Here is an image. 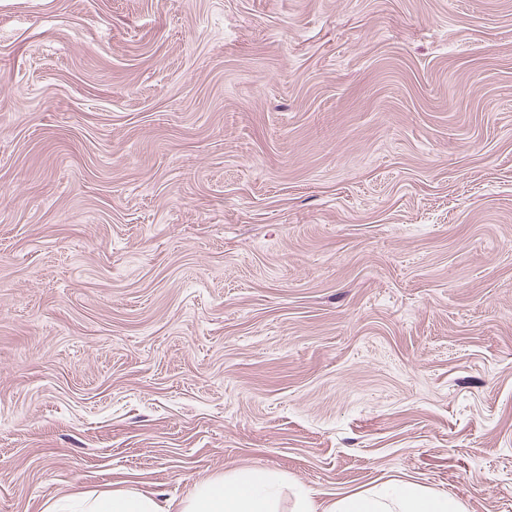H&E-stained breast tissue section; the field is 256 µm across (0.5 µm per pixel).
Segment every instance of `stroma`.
I'll return each instance as SVG.
<instances>
[{"mask_svg": "<svg viewBox=\"0 0 512 512\" xmlns=\"http://www.w3.org/2000/svg\"><path fill=\"white\" fill-rule=\"evenodd\" d=\"M247 467L512 512V0H0V512Z\"/></svg>", "mask_w": 512, "mask_h": 512, "instance_id": "35a3bbf8", "label": "stroma"}]
</instances>
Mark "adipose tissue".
Listing matches in <instances>:
<instances>
[{"instance_id":"adipose-tissue-1","label":"adipose tissue","mask_w":512,"mask_h":512,"mask_svg":"<svg viewBox=\"0 0 512 512\" xmlns=\"http://www.w3.org/2000/svg\"><path fill=\"white\" fill-rule=\"evenodd\" d=\"M284 480L265 468H242L199 481L175 500L136 487L108 485L79 491L53 503L49 512H280ZM294 512H464L462 504L414 482L387 485L317 504L296 493Z\"/></svg>"}]
</instances>
